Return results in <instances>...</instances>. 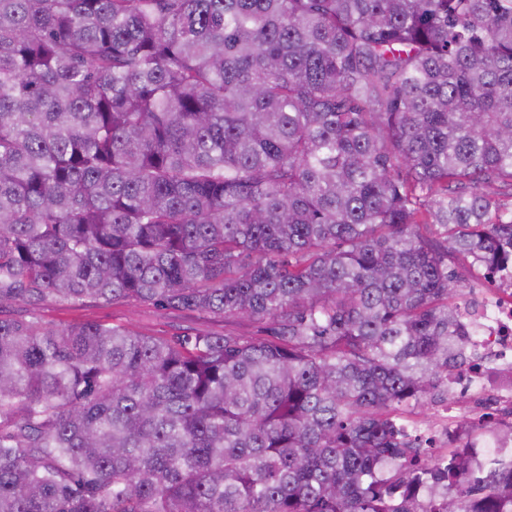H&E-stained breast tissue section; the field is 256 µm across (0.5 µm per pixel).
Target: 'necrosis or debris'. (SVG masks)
<instances>
[{"mask_svg":"<svg viewBox=\"0 0 512 512\" xmlns=\"http://www.w3.org/2000/svg\"><path fill=\"white\" fill-rule=\"evenodd\" d=\"M473 292L483 323L472 338L479 367L462 373L456 400L438 402L436 419L422 425L436 449L448 445L449 411L471 421L512 415V270L494 273L490 284H474Z\"/></svg>","mask_w":512,"mask_h":512,"instance_id":"1","label":"necrosis or debris"}]
</instances>
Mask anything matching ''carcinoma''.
Masks as SVG:
<instances>
[{
	"instance_id": "carcinoma-1",
	"label": "carcinoma",
	"mask_w": 512,
	"mask_h": 512,
	"mask_svg": "<svg viewBox=\"0 0 512 512\" xmlns=\"http://www.w3.org/2000/svg\"><path fill=\"white\" fill-rule=\"evenodd\" d=\"M509 197L512 0H0V512H505L402 411ZM84 300L269 335L6 309ZM40 320L48 326L76 322H101L127 326L134 331L159 337L175 334L214 333L232 336H267L259 322L239 318H217L190 311H169L142 304L102 305L92 300L82 304L48 302L36 310Z\"/></svg>"
}]
</instances>
